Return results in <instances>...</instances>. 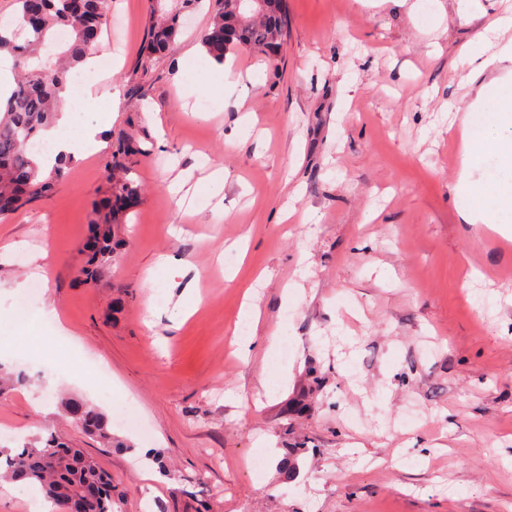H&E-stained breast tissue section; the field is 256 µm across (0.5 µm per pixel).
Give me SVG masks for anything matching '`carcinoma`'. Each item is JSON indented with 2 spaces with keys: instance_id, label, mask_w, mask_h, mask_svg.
I'll return each instance as SVG.
<instances>
[{
  "instance_id": "carcinoma-1",
  "label": "carcinoma",
  "mask_w": 512,
  "mask_h": 512,
  "mask_svg": "<svg viewBox=\"0 0 512 512\" xmlns=\"http://www.w3.org/2000/svg\"><path fill=\"white\" fill-rule=\"evenodd\" d=\"M31 0H14L16 14L10 34L0 33V52L12 59L15 82L8 97L0 100V216L45 198L59 180L70 160L58 163L46 177L36 161L38 152L31 142L44 135L54 123L62 104L70 70L91 54L92 42L111 22L112 0H84L82 8L73 0H45L40 22L28 23ZM212 21L201 42L207 54L220 61L242 51L270 54V47L281 46L288 39V12L283 0H263L265 6L247 10V0H211ZM69 40L61 55L43 57L48 41L60 30ZM179 33L178 17L149 25L143 46L144 56L152 61L173 46ZM133 145L117 143L112 152L113 177L110 194L103 200V216L88 244L91 258L104 264L117 253L122 241L115 228L128 209V201L137 198L138 190L124 177L125 159ZM26 375L0 368V394L25 385ZM63 412L83 431L105 448H125L127 444L112 433L106 414L74 396L60 400ZM0 478L11 481L37 482L44 497L53 504V512H73L85 493H92L83 512H118L122 491L112 476L97 463L56 432L44 445L28 441L10 449L0 448Z\"/></svg>"
}]
</instances>
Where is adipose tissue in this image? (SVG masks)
Listing matches in <instances>:
<instances>
[{"label": "adipose tissue", "mask_w": 512, "mask_h": 512, "mask_svg": "<svg viewBox=\"0 0 512 512\" xmlns=\"http://www.w3.org/2000/svg\"><path fill=\"white\" fill-rule=\"evenodd\" d=\"M512 16H502L479 31L464 58L469 65L465 80L475 95L460 119V167L453 188V202L468 224H493L503 236L512 235V225L500 223L498 212L512 211ZM95 57L82 65L85 82L80 90L66 89L55 126L46 133L53 146L40 155L42 171H50L61 157L74 158L97 151L106 119L97 108ZM80 135H70L72 127ZM494 159L498 176L485 180L481 171Z\"/></svg>", "instance_id": "obj_1"}]
</instances>
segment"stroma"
I'll return each instance as SVG.
<instances>
[{
  "label": "stroma",
  "instance_id": "obj_1",
  "mask_svg": "<svg viewBox=\"0 0 512 512\" xmlns=\"http://www.w3.org/2000/svg\"><path fill=\"white\" fill-rule=\"evenodd\" d=\"M285 5L276 57L227 59L258 83H210L191 108L179 86L206 62L208 10L113 0L99 54L120 65L101 87L113 114L99 152L0 217V350L29 331L54 340L5 360L32 382L0 397V446L64 430L111 474L121 512H512V239L460 220L448 114L472 99L454 62L512 0H482L469 23L448 11L437 30L397 0ZM174 13L173 50L144 64L150 21ZM121 139L139 194L91 280L84 249ZM215 170L220 208L179 204L176 178L202 201ZM40 247L51 262L34 294ZM252 286L259 336L283 346L243 361ZM183 298L197 309L178 325ZM62 392L111 417L128 408L148 431L117 428L125 447H102L59 416Z\"/></svg>",
  "mask_w": 512,
  "mask_h": 512
}]
</instances>
